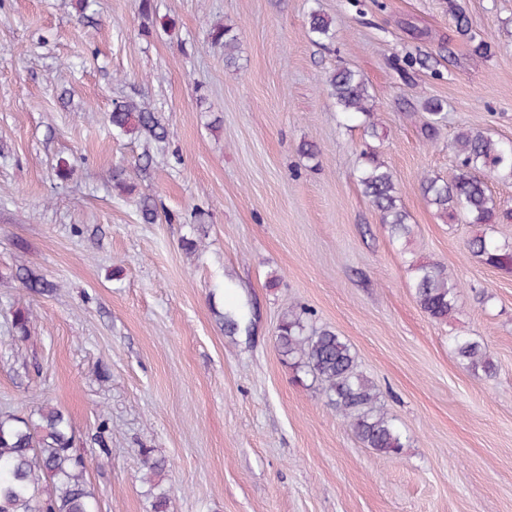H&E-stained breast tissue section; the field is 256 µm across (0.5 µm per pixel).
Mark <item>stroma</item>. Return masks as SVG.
Wrapping results in <instances>:
<instances>
[{
    "mask_svg": "<svg viewBox=\"0 0 512 512\" xmlns=\"http://www.w3.org/2000/svg\"><path fill=\"white\" fill-rule=\"evenodd\" d=\"M89 3L0 0V410L69 415L98 512H152L144 448L166 460L169 512H512V272L474 257L476 225L441 218L420 188L454 175L459 131L512 141V0ZM313 10L331 42L311 41ZM219 22L235 64L211 42ZM342 67L373 97L375 134L328 94ZM121 98L150 103L167 142L113 134L104 115ZM435 98L447 118L430 140ZM372 148L409 239L357 181ZM146 152L154 164L135 174ZM117 168L131 192L114 189ZM144 196L156 223L140 220ZM413 261L457 281L452 319L420 308ZM20 264L56 291L29 292ZM296 306L351 345L398 453L364 447L285 364L276 327ZM18 309L32 313L24 341ZM456 336L484 344L496 374L463 368ZM424 110L428 113L427 121L424 125V134L428 139L433 140L440 123L445 119V105L440 100L431 99L425 102Z\"/></svg>",
    "mask_w": 512,
    "mask_h": 512,
    "instance_id": "obj_1",
    "label": "stroma"
}]
</instances>
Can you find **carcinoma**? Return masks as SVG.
Here are the masks:
<instances>
[{
	"label": "carcinoma",
	"instance_id": "1",
	"mask_svg": "<svg viewBox=\"0 0 512 512\" xmlns=\"http://www.w3.org/2000/svg\"><path fill=\"white\" fill-rule=\"evenodd\" d=\"M309 35L315 43L333 39L331 21L313 11L309 15ZM212 41L224 45V60L235 63L236 38L228 27H216ZM328 87L340 110L360 114L368 127H374L370 112L371 94L359 75L342 68L332 73ZM428 113L425 136L432 140L445 119L440 100L424 104ZM119 135L145 137L157 143L167 141L169 131L158 112L143 102L124 98L113 104L107 116ZM458 160L451 180L425 175L420 180L423 195L442 217H460L470 224L488 225L500 212L488 181H512V143L494 140L479 132L462 131L451 144ZM358 181L380 213L382 224L392 236L407 238L412 232L392 172L380 161L375 150L362 153ZM469 251L485 264L499 270H512V245L501 244L482 231L467 240ZM415 297L431 318L446 321L457 307L458 284L437 263L412 261ZM22 284L42 293L50 284L33 274H18ZM311 313L303 309L284 315L277 328L280 353L292 361L298 372L322 385L332 405L361 443L382 454L402 448L401 434L393 420L377 407L373 383L358 370L350 345L328 327L307 328ZM31 313L18 310L12 320L16 337H26ZM460 363L474 375H492L496 364L485 345L468 337L453 339ZM143 480L157 490L152 495L153 512H168V497L155 479L164 474L166 462L151 451H142ZM87 464L75 447V436L68 415L59 408L45 406L30 419L0 412V512H96V497L85 478Z\"/></svg>",
	"mask_w": 512,
	"mask_h": 512
}]
</instances>
